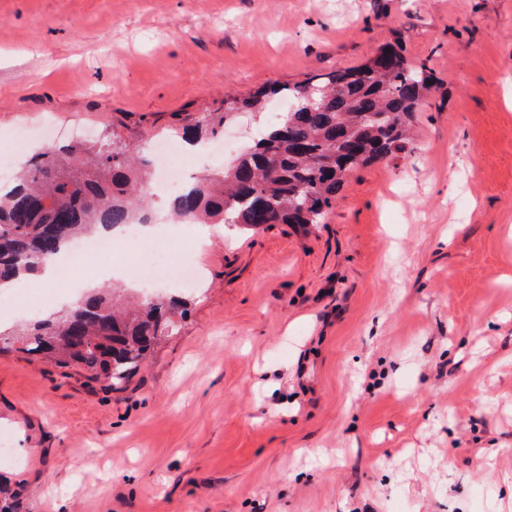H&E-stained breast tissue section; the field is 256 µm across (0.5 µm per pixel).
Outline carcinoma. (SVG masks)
<instances>
[{"label": "carcinoma", "instance_id": "obj_1", "mask_svg": "<svg viewBox=\"0 0 512 512\" xmlns=\"http://www.w3.org/2000/svg\"><path fill=\"white\" fill-rule=\"evenodd\" d=\"M433 79L423 64L388 43L367 62L315 75L289 89L292 107L264 127L229 168L170 195L180 222L323 224L357 168L385 162L411 143L416 112ZM268 92L227 95L224 108L199 113L186 141L224 133L235 112L261 113ZM150 160L118 136L31 155L0 193V282L53 260L65 244L95 231L146 222ZM177 296H144L128 306L120 288H99L76 305L20 325L0 343L59 365L76 363L95 380L121 382L176 330Z\"/></svg>", "mask_w": 512, "mask_h": 512}]
</instances>
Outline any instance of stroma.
<instances>
[{"instance_id":"stroma-1","label":"stroma","mask_w":512,"mask_h":512,"mask_svg":"<svg viewBox=\"0 0 512 512\" xmlns=\"http://www.w3.org/2000/svg\"><path fill=\"white\" fill-rule=\"evenodd\" d=\"M393 41L435 87L325 223L216 225L119 385L0 353V512H512V0H0V139L145 146Z\"/></svg>"}]
</instances>
